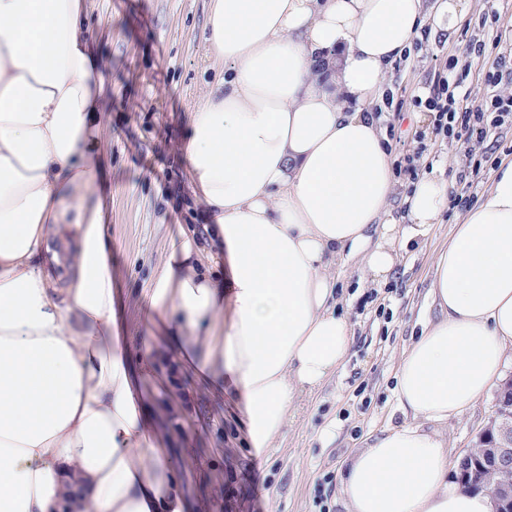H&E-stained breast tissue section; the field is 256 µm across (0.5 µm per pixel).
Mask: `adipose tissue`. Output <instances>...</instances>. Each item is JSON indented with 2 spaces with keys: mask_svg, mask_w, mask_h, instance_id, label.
<instances>
[{
  "mask_svg": "<svg viewBox=\"0 0 512 512\" xmlns=\"http://www.w3.org/2000/svg\"><path fill=\"white\" fill-rule=\"evenodd\" d=\"M86 13L85 0H0V512H184L115 322ZM425 20L423 0H211L217 72L186 155L214 245L180 231L149 302L176 350L243 398L255 452L277 447L295 399L348 350L337 260L386 277L395 256L374 234L411 241L439 216L447 186L426 172L406 225L391 218L373 115ZM430 296L440 316L396 373L413 421L351 458L346 512H493L452 476L440 428L499 386L512 353V160L436 254Z\"/></svg>",
  "mask_w": 512,
  "mask_h": 512,
  "instance_id": "1",
  "label": "adipose tissue"
}]
</instances>
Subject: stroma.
Segmentation results:
<instances>
[{"label":"stroma","instance_id":"stroma-1","mask_svg":"<svg viewBox=\"0 0 512 512\" xmlns=\"http://www.w3.org/2000/svg\"><path fill=\"white\" fill-rule=\"evenodd\" d=\"M502 4L501 26L512 29V0H461L457 31L431 33L422 48L397 59L386 90L403 103L401 129L427 122L412 105L435 58L446 57L460 28L490 5ZM210 0H90L88 29L102 61L103 140L108 198L107 258L118 292L117 321L130 342V360L148 359L139 373L146 418L164 441L171 467L183 476L187 512H314L316 481L341 480L350 457L368 437L411 423L394 386L400 358L434 322L429 267L460 215L440 217L427 238L398 243L389 278L369 282L359 258L336 268L340 308L352 338L342 366L303 397L280 447L255 456L245 443L243 403L203 384H189L161 326L150 323L142 290L180 229L207 223L206 206L189 184L187 117L208 79L203 68ZM481 396L444 428L450 460L473 446L495 409Z\"/></svg>","mask_w":512,"mask_h":512}]
</instances>
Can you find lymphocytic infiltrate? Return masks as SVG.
<instances>
[{
    "label": "lymphocytic infiltrate",
    "instance_id": "lymphocytic-infiltrate-1",
    "mask_svg": "<svg viewBox=\"0 0 512 512\" xmlns=\"http://www.w3.org/2000/svg\"><path fill=\"white\" fill-rule=\"evenodd\" d=\"M500 14L491 10L479 14L472 29L460 34L461 49L450 54L445 63L436 65L430 75L426 96L413 105L425 112L428 122L416 130L410 143L398 151L393 171L402 183L414 184L423 170L422 161L438 144L456 143L464 149L456 177L457 186L448 194V210L456 212L471 205L470 190L475 178L492 167L486 148L495 131L512 125V48L499 52L491 63L474 67L485 55V39L497 36ZM478 79L486 89L480 100L469 99L465 86Z\"/></svg>",
    "mask_w": 512,
    "mask_h": 512
}]
</instances>
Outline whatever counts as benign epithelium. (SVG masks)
Here are the masks:
<instances>
[{
	"instance_id": "1",
	"label": "benign epithelium",
	"mask_w": 512,
	"mask_h": 512,
	"mask_svg": "<svg viewBox=\"0 0 512 512\" xmlns=\"http://www.w3.org/2000/svg\"><path fill=\"white\" fill-rule=\"evenodd\" d=\"M480 448L485 449L483 460L492 469L506 477L512 475V376L499 389L495 413L479 434L477 446L459 460V469L470 468V460ZM485 492L493 500L494 512H512V483L503 481L485 488Z\"/></svg>"
}]
</instances>
